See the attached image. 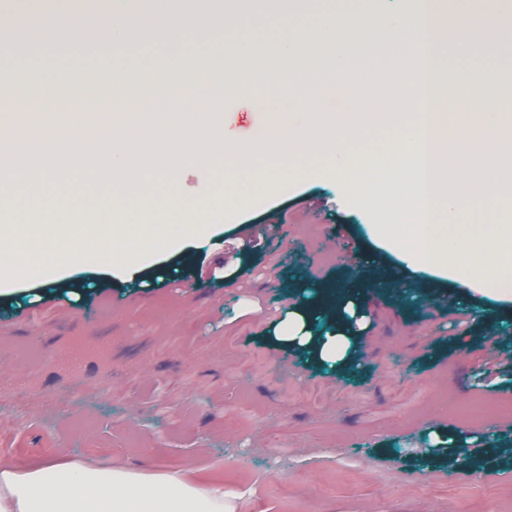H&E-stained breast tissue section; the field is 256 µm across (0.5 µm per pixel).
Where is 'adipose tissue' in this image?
Instances as JSON below:
<instances>
[{"label": "adipose tissue", "instance_id": "obj_1", "mask_svg": "<svg viewBox=\"0 0 512 512\" xmlns=\"http://www.w3.org/2000/svg\"><path fill=\"white\" fill-rule=\"evenodd\" d=\"M67 238L47 217L24 226L0 225V280L17 274L23 248H61ZM357 283L315 290L290 306L277 328L279 343L309 353L317 362L344 365L369 325L357 305ZM223 487L199 483L184 472L150 474L112 460L47 462L29 469L0 459V512H235Z\"/></svg>", "mask_w": 512, "mask_h": 512}]
</instances>
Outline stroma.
<instances>
[{"instance_id":"35a3bbf8","label":"stroma","mask_w":512,"mask_h":512,"mask_svg":"<svg viewBox=\"0 0 512 512\" xmlns=\"http://www.w3.org/2000/svg\"><path fill=\"white\" fill-rule=\"evenodd\" d=\"M373 2L254 0L265 27L244 21L194 49L272 53ZM180 59L162 35L134 56L0 48V85L60 67L129 73ZM438 65L451 76L512 77V49L447 54ZM474 218L512 221V197L463 201L450 232ZM375 221L309 157L278 193L206 238L160 250L150 267L115 272L105 247L98 262L15 280L0 295V455L23 466L92 456L147 473L186 470L243 493L238 512H512V463L482 444L512 441V416L461 413L485 399L512 403V307L477 321L468 307L485 305L481 295L465 306L452 281L423 280L390 255L367 262L374 248L362 227ZM388 268L412 284L403 298L377 287ZM357 277L371 327L351 367L336 372L276 347V325L302 288ZM457 432L474 464L457 466L452 446L435 445L436 434Z\"/></svg>"}]
</instances>
